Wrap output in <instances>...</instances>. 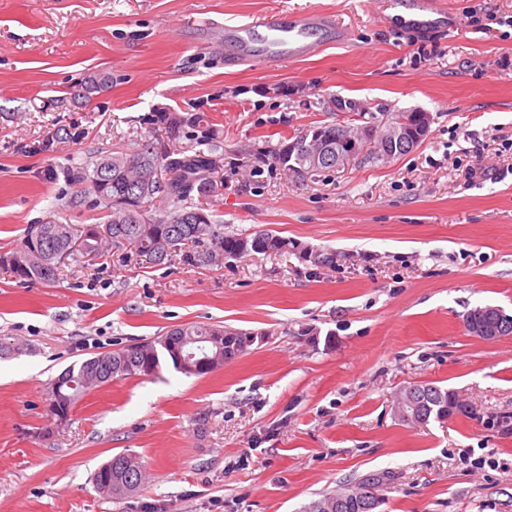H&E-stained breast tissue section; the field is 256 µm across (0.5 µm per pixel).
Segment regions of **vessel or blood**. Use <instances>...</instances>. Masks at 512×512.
Segmentation results:
<instances>
[{"label":"vessel or blood","instance_id":"obj_1","mask_svg":"<svg viewBox=\"0 0 512 512\" xmlns=\"http://www.w3.org/2000/svg\"><path fill=\"white\" fill-rule=\"evenodd\" d=\"M380 10L401 12L400 22L410 31L424 30L441 23L446 10L438 0H381ZM313 17L309 14L288 16L287 12L272 10L259 18L240 21L224 27L225 43L245 48L246 59L272 61L285 66L312 55L318 48L310 41ZM265 30L269 37L260 45H253L252 36L257 30Z\"/></svg>","mask_w":512,"mask_h":512}]
</instances>
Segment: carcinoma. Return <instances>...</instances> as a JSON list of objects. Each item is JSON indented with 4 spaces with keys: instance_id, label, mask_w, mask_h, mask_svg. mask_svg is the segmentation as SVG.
<instances>
[{
    "instance_id": "carcinoma-1",
    "label": "carcinoma",
    "mask_w": 512,
    "mask_h": 512,
    "mask_svg": "<svg viewBox=\"0 0 512 512\" xmlns=\"http://www.w3.org/2000/svg\"><path fill=\"white\" fill-rule=\"evenodd\" d=\"M154 121L164 125L173 137L191 129L200 149L186 154L171 149L163 141L144 140L105 155L82 173L97 203L105 206L107 220L81 227L68 222L36 224L29 228L22 244L0 254V266L7 267L23 282H51L60 261L74 255L75 244L93 247L129 248L160 265L171 254L192 249L189 260L208 264L222 256L238 259L255 254H281L295 248L293 242L269 230L252 236L226 235L221 225L197 204L193 197L222 194L223 183L214 179L217 162L224 155L223 144L214 138L210 120L203 112H160ZM335 123L315 124L294 133L264 151L262 163L306 177L335 167L337 137ZM319 136L323 158L313 164L308 140ZM383 151L399 157L413 151L409 136H398L383 144ZM169 174L162 180L159 174ZM165 198V207L150 217L143 204L156 194ZM107 228L110 238H99ZM251 333L220 325L185 323L171 327L149 343L133 342L121 348L99 352L71 367L51 383L48 412L57 423L66 422L77 401L88 391L113 380L157 374L162 365L189 376H204L224 363L250 351ZM457 405L456 395L442 389L430 403L428 419L443 420L451 413L445 406ZM125 458L116 454L112 467H100L93 476L96 490L115 500L134 495L142 484L144 470L129 473Z\"/></svg>"
}]
</instances>
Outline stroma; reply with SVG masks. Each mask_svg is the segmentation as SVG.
Wrapping results in <instances>:
<instances>
[{
    "instance_id": "35a3bbf8",
    "label": "stroma",
    "mask_w": 512,
    "mask_h": 512,
    "mask_svg": "<svg viewBox=\"0 0 512 512\" xmlns=\"http://www.w3.org/2000/svg\"><path fill=\"white\" fill-rule=\"evenodd\" d=\"M445 2L451 24L416 33L376 0H0V252L61 217L104 223L75 177L165 138L157 112L209 116L224 191L198 203L225 233L295 244L209 265L78 253L52 284L0 268V512H303L372 474L379 512H512V430L493 424L512 416V336L464 325L478 306L512 314V27L496 22L512 0ZM276 8L324 12L346 38L282 68L228 65L213 31ZM93 77L108 83L76 96ZM340 99L424 109L429 134L386 164L252 174L267 144L353 123ZM184 323L264 340L211 374L166 365L91 390L67 424L48 415L66 368ZM418 382L473 417L403 422L397 396ZM119 453L147 479L113 500L92 476Z\"/></svg>"
}]
</instances>
